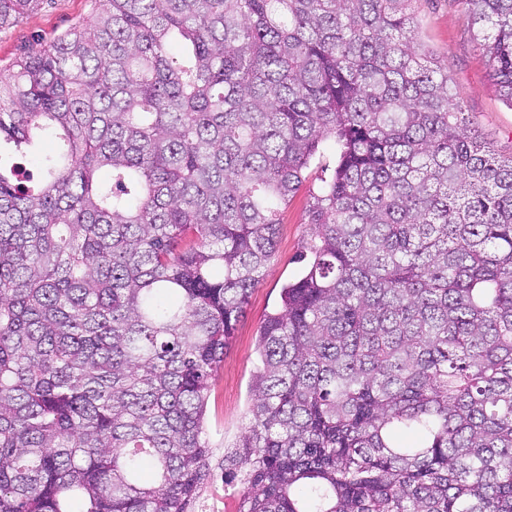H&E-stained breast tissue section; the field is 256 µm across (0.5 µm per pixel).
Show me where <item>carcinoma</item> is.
I'll return each instance as SVG.
<instances>
[{"instance_id":"1","label":"carcinoma","mask_w":512,"mask_h":512,"mask_svg":"<svg viewBox=\"0 0 512 512\" xmlns=\"http://www.w3.org/2000/svg\"><path fill=\"white\" fill-rule=\"evenodd\" d=\"M415 2L94 0L0 76V512H189L213 377L330 138L224 450L236 512H512V159ZM461 2L512 108V0Z\"/></svg>"}]
</instances>
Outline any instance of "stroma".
Returning a JSON list of instances; mask_svg holds the SVG:
<instances>
[{
  "label": "stroma",
  "instance_id": "35a3bbf8",
  "mask_svg": "<svg viewBox=\"0 0 512 512\" xmlns=\"http://www.w3.org/2000/svg\"><path fill=\"white\" fill-rule=\"evenodd\" d=\"M92 10V0H44L18 24L0 30V74L9 73L22 48L33 40L49 41L78 29ZM416 11L420 37L447 64L451 89L463 107L469 130L495 157L512 158V109L497 94L494 72L473 37L460 0H418ZM335 165L336 145L330 141L311 161L300 189L279 209L275 257L262 270L209 393L204 429L211 445L212 475L201 485L190 512H236L241 487L224 481V449L238 441L248 422L260 326L277 304L282 286L301 269L297 257L308 237L313 197Z\"/></svg>",
  "mask_w": 512,
  "mask_h": 512
}]
</instances>
